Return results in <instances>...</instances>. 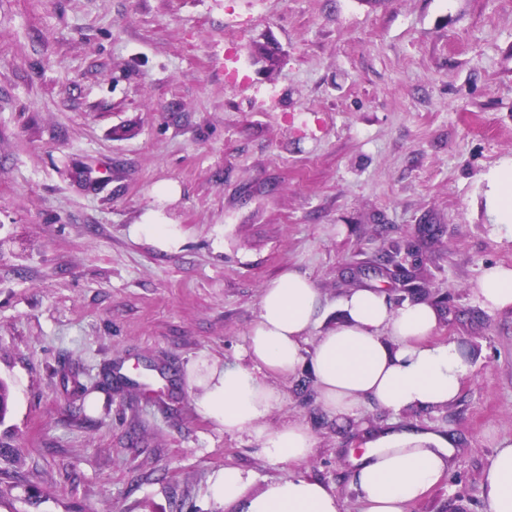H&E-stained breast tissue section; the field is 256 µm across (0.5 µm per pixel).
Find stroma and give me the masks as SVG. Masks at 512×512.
Here are the masks:
<instances>
[{"label": "stroma", "mask_w": 512, "mask_h": 512, "mask_svg": "<svg viewBox=\"0 0 512 512\" xmlns=\"http://www.w3.org/2000/svg\"><path fill=\"white\" fill-rule=\"evenodd\" d=\"M510 158L512 0H0V512H233L210 492L224 466L255 492L287 475L202 417L187 378L236 359L290 269L329 325L356 288L434 305V340L470 364L450 405L341 422L309 366L272 378L268 425L316 438L302 474L360 512L351 450L433 427L452 468L405 512H485L512 308L472 287L512 266L483 204ZM152 214L170 248L136 232ZM396 244L402 268L381 266Z\"/></svg>", "instance_id": "stroma-1"}]
</instances>
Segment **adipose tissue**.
<instances>
[{
    "label": "adipose tissue",
    "mask_w": 512,
    "mask_h": 512,
    "mask_svg": "<svg viewBox=\"0 0 512 512\" xmlns=\"http://www.w3.org/2000/svg\"><path fill=\"white\" fill-rule=\"evenodd\" d=\"M484 206L496 236L512 241V159L484 176ZM474 294L488 310L512 307V268L485 269ZM339 321L322 327L323 297L311 278L295 270L267 283L246 345L236 361L207 366L195 383L200 415L228 434H246L269 460L294 471L250 492V471L226 466L211 486L216 502L238 512H343L338 494L322 482L298 474L316 446L310 429L300 423L269 427L266 419L280 393L271 378L295 373L302 364L313 372L324 409L345 417L364 401L399 414L453 403L469 372L453 341H436L437 309L418 302L393 307L376 289L357 288L338 305ZM319 336L313 351L303 342ZM454 450L444 436L396 427L367 440L352 459L351 482L360 512H405L444 480ZM486 512H512V439L501 441L480 476Z\"/></svg>",
    "instance_id": "ef3b65f1"
}]
</instances>
